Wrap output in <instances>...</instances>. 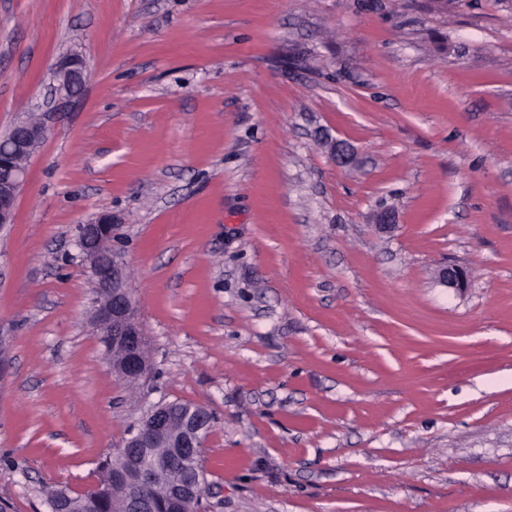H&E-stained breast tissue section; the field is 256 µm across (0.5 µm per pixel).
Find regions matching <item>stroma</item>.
<instances>
[{
  "label": "stroma",
  "instance_id": "obj_1",
  "mask_svg": "<svg viewBox=\"0 0 512 512\" xmlns=\"http://www.w3.org/2000/svg\"><path fill=\"white\" fill-rule=\"evenodd\" d=\"M45 111L0 231L5 512L161 401L214 416L207 512H512V0H0V133ZM102 213L134 386L89 324ZM55 79L57 85L53 88V99L56 107L71 104L83 90L85 82V65L80 54L67 53L63 55L56 66ZM116 229L112 216H100L79 227L77 246L81 260L92 272L96 298L90 320L93 332L103 346V336H109L112 370L138 383L151 370V354L128 287L126 263L112 246ZM438 281L459 293L465 291L469 283L468 273L458 267L442 268L438 273Z\"/></svg>",
  "mask_w": 512,
  "mask_h": 512
}]
</instances>
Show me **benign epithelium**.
<instances>
[{"label": "benign epithelium", "mask_w": 512, "mask_h": 512, "mask_svg": "<svg viewBox=\"0 0 512 512\" xmlns=\"http://www.w3.org/2000/svg\"><path fill=\"white\" fill-rule=\"evenodd\" d=\"M53 99L60 105L72 103L83 90L85 65L80 54L63 55L56 66ZM47 132L39 119L28 118L14 124L0 138V224L11 223L17 196L26 182L27 162ZM117 225L103 215L79 227L77 246L81 260L92 272L96 301L91 315L93 332L109 337L107 353L112 369L127 381L137 383L151 370V354L146 333L137 317L128 287L127 266L120 251L112 246ZM440 284L459 293L466 290L468 273L458 267L439 271ZM146 431L124 442L119 452L132 448H164L163 458L151 466H139L130 480L125 473L112 475L120 512L136 501L133 483L163 488L170 512H183V506L199 495L200 487L180 479L173 461L201 454L198 440L211 424L204 415L189 411L177 418L170 403L158 402L147 410Z\"/></svg>", "instance_id": "7a95c632"}]
</instances>
